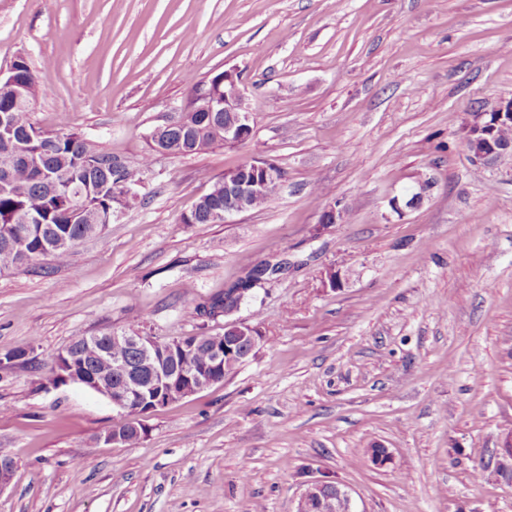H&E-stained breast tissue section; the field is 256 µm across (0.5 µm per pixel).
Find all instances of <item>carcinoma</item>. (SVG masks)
<instances>
[{
    "label": "carcinoma",
    "instance_id": "obj_1",
    "mask_svg": "<svg viewBox=\"0 0 512 512\" xmlns=\"http://www.w3.org/2000/svg\"><path fill=\"white\" fill-rule=\"evenodd\" d=\"M14 89L24 94L22 101L8 91H0V112L8 117L9 135L0 134V270L18 268L41 257L58 264L67 262L74 248L100 235L106 224L100 215L121 207L128 186L141 180V171L117 166L116 158L104 149L90 146L79 134L40 131L30 136L35 123L32 105L40 93L35 74L26 61L14 65ZM206 112H187L186 124L193 127L188 154L204 153L224 144V113L215 121ZM224 206V179L212 182L191 213L187 224H212L211 210ZM257 268L250 269L224 293L195 306L197 314L215 316L231 313L250 292ZM222 335L200 333L192 336L199 347L198 357H209L212 345ZM112 346L102 340L90 346L74 343L77 363H83L105 390L118 379L110 367L98 359L95 349Z\"/></svg>",
    "mask_w": 512,
    "mask_h": 512
}]
</instances>
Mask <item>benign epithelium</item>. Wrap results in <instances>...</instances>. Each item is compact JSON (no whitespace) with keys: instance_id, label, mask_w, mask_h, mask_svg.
Segmentation results:
<instances>
[{"instance_id":"benign-epithelium-1","label":"benign epithelium","mask_w":512,"mask_h":512,"mask_svg":"<svg viewBox=\"0 0 512 512\" xmlns=\"http://www.w3.org/2000/svg\"><path fill=\"white\" fill-rule=\"evenodd\" d=\"M199 110L203 112H225L224 142L240 144L253 133L250 112L245 106V96L239 81L224 74L218 88L212 83L204 84ZM512 125V98L503 99L492 112H475L466 138V149L472 162L488 164L512 150V143L499 140V129ZM282 179L281 170L275 164L263 159H251L241 165L240 170L227 171L224 177V209L215 211L222 221L243 212L238 202L246 197L258 196L265 189ZM112 340L137 351L143 371L149 374L147 382H139L123 377L118 385L106 395L112 405L128 416L145 418L164 406L170 395L179 390L195 394L214 382L227 358L245 361L256 350L259 330L251 325H235V335L224 341V346L211 352V359L204 365L192 362L195 344L189 337L181 336L160 343L151 336L140 332L112 334ZM486 468L501 474L512 469V433L507 435L502 445L494 449ZM16 463L8 457L0 456V490L8 486L15 474ZM327 480L315 477L306 482L301 492L296 512H306V505L315 504L316 512H336V497L350 498L349 493L335 486L337 496L329 495Z\"/></svg>"}]
</instances>
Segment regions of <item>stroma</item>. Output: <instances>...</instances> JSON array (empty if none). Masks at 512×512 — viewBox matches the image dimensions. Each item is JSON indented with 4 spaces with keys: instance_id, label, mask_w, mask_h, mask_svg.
I'll return each mask as SVG.
<instances>
[{
    "instance_id": "obj_1",
    "label": "stroma",
    "mask_w": 512,
    "mask_h": 512,
    "mask_svg": "<svg viewBox=\"0 0 512 512\" xmlns=\"http://www.w3.org/2000/svg\"><path fill=\"white\" fill-rule=\"evenodd\" d=\"M512 0H0V70L24 57L32 117L123 165L191 81L238 75L254 135L158 155L127 208L68 262L0 271V512H295L304 481L354 512H512L485 466L512 432V157L475 165L472 113L512 96ZM262 158L265 205L188 224L213 180ZM416 208L391 200L418 181ZM342 211L339 224L322 214ZM280 270L231 318L195 306ZM336 283H329V273ZM258 328L224 380L148 415L137 444L77 384L48 385L81 337L167 341ZM390 460L375 465L374 446Z\"/></svg>"
}]
</instances>
